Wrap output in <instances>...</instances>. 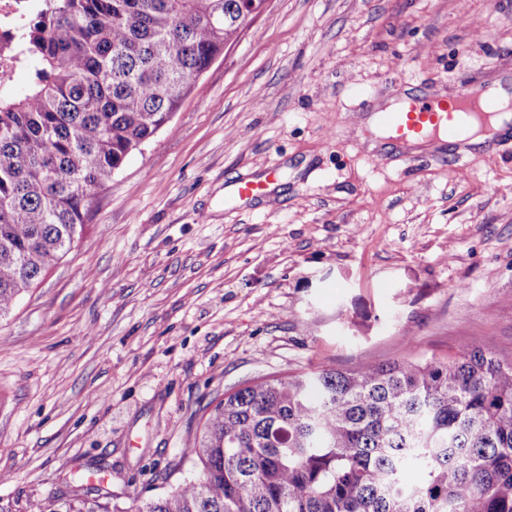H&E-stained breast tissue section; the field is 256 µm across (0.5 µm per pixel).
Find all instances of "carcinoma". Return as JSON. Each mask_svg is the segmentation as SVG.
I'll use <instances>...</instances> for the list:
<instances>
[{"label": "carcinoma", "instance_id": "obj_1", "mask_svg": "<svg viewBox=\"0 0 512 512\" xmlns=\"http://www.w3.org/2000/svg\"><path fill=\"white\" fill-rule=\"evenodd\" d=\"M241 0H44L28 92L0 98V317L239 35ZM185 475L29 512H512V359L479 347L259 378L209 402ZM414 465L417 484L403 478Z\"/></svg>", "mask_w": 512, "mask_h": 512}]
</instances>
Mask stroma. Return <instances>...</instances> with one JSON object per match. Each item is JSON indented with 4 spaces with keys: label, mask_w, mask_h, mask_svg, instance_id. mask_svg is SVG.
Wrapping results in <instances>:
<instances>
[{
    "label": "stroma",
    "mask_w": 512,
    "mask_h": 512,
    "mask_svg": "<svg viewBox=\"0 0 512 512\" xmlns=\"http://www.w3.org/2000/svg\"><path fill=\"white\" fill-rule=\"evenodd\" d=\"M496 80L512 0H268L0 318V502L159 494L203 406L266 375L511 358L512 130L412 162L353 118Z\"/></svg>",
    "instance_id": "1"
}]
</instances>
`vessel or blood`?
<instances>
[{"mask_svg": "<svg viewBox=\"0 0 512 512\" xmlns=\"http://www.w3.org/2000/svg\"><path fill=\"white\" fill-rule=\"evenodd\" d=\"M494 107L483 89L466 88L450 99H403L397 109L380 113L379 123L396 141L408 142L429 134L452 140L469 119L485 118Z\"/></svg>", "mask_w": 512, "mask_h": 512, "instance_id": "b4317fda", "label": "vessel or blood"}]
</instances>
